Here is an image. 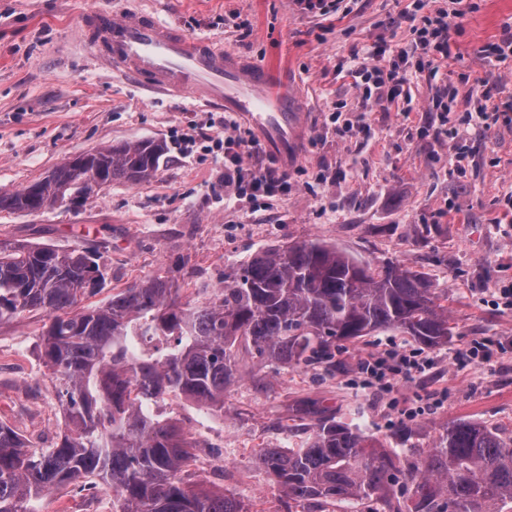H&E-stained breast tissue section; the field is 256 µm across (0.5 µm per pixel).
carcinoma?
Masks as SVG:
<instances>
[{
    "mask_svg": "<svg viewBox=\"0 0 512 512\" xmlns=\"http://www.w3.org/2000/svg\"><path fill=\"white\" fill-rule=\"evenodd\" d=\"M165 153L163 142L143 140L79 154L33 183L35 192L1 194L0 212L87 199L83 167L106 185L145 182ZM104 280L91 252L0 243V323L23 312L46 316L40 349L64 413L52 448L33 447L0 421V512H30L26 503L43 493L86 483L112 493V512H247L237 497L186 480L197 444L158 419L159 399L183 395L224 410L241 346L263 363L333 372L342 342L394 329L434 347L452 335L421 273L392 260L373 267L318 239L254 253L192 308L162 276L83 305ZM297 412L292 430L304 442L257 458L288 512L349 501L374 504L369 512H512V434L455 422L404 465L314 401Z\"/></svg>",
    "mask_w": 512,
    "mask_h": 512,
    "instance_id": "1",
    "label": "carcinoma"
}]
</instances>
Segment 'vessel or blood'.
<instances>
[{
    "label": "vessel or blood",
    "instance_id": "vessel-or-blood-1",
    "mask_svg": "<svg viewBox=\"0 0 512 512\" xmlns=\"http://www.w3.org/2000/svg\"><path fill=\"white\" fill-rule=\"evenodd\" d=\"M87 30L99 57L147 89L193 94L223 103L258 134L268 155L287 167L299 160L305 124L298 97L283 83L281 66H257L207 39H191L154 15L120 19L89 14Z\"/></svg>",
    "mask_w": 512,
    "mask_h": 512
}]
</instances>
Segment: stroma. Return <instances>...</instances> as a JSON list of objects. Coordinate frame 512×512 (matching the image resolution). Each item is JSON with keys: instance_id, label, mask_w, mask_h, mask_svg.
Masks as SVG:
<instances>
[{"instance_id": "obj_1", "label": "stroma", "mask_w": 512, "mask_h": 512, "mask_svg": "<svg viewBox=\"0 0 512 512\" xmlns=\"http://www.w3.org/2000/svg\"><path fill=\"white\" fill-rule=\"evenodd\" d=\"M411 0H342L323 16L297 11L292 0H0V194L47 175L66 158L111 145L156 139L168 146L155 175L121 180L84 202L35 214L0 212V241L93 250L106 268L96 304L129 285L164 276L182 305L203 302L262 249L320 239L359 260L390 259L423 273L444 295L452 334L428 348L394 330L344 343L336 372L236 357L237 380L214 414L180 397L159 402L162 419L198 443L192 481L241 498L248 512H286L285 498L256 465L266 448H296L290 432L298 401L336 408L360 424L387 453L408 455L392 437L408 425L432 445L448 424L467 420L512 427V308L499 288L512 285V212L500 200L512 191V131L496 126L474 135L465 173L449 174L448 143L422 133L427 103L440 85L470 76L479 89L512 82V69H489L479 55L512 23V0H464L451 18L456 45L437 77L410 69L409 116L364 112L351 78L336 67L354 48L391 37L409 48L401 18ZM121 17L144 10L181 32L204 36L255 64L281 62L304 99L309 128L301 159L289 167L291 188L257 208L224 204L223 107L192 95L147 94L94 55L83 37L88 13ZM370 133L343 140L329 120L336 103ZM196 146L181 154L179 139ZM329 173L316 181L318 171ZM45 318L23 313L0 324V420L40 447L56 444L63 412L56 381L44 365ZM482 338L498 340L491 362L457 360ZM391 349L428 360L427 369L377 391L360 363ZM33 512H112L102 487L62 486L33 499Z\"/></svg>"}]
</instances>
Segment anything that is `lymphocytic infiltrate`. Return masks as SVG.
I'll return each instance as SVG.
<instances>
[{
    "label": "lymphocytic infiltrate",
    "mask_w": 512,
    "mask_h": 512,
    "mask_svg": "<svg viewBox=\"0 0 512 512\" xmlns=\"http://www.w3.org/2000/svg\"><path fill=\"white\" fill-rule=\"evenodd\" d=\"M427 0H414L409 14L410 30L414 36L412 50L393 49L389 41L375 44L368 59L353 57L348 74L359 89L366 109H389L399 101H411L407 71L409 67L429 69L438 73L440 63L452 54L454 39L449 16L458 15L462 0H451V8L426 12ZM431 118L424 133L434 141L450 139L453 166L461 168L468 158L466 133L468 129H491L502 125L512 130V90L499 86L496 93L460 95L451 86L445 95L431 99L427 107ZM224 151V183L233 189L234 202H257L287 193L288 175L279 168L256 165L262 146L255 137L238 135L217 141ZM425 362L404 352L390 353L361 363L360 368L377 381L387 383L394 378L407 379L422 372Z\"/></svg>",
    "instance_id": "1"
}]
</instances>
